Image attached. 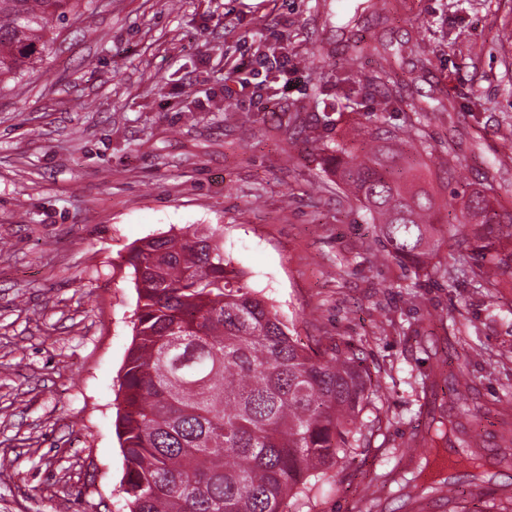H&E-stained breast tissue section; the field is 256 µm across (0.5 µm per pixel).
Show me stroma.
<instances>
[{"label": "stroma", "instance_id": "stroma-1", "mask_svg": "<svg viewBox=\"0 0 512 512\" xmlns=\"http://www.w3.org/2000/svg\"><path fill=\"white\" fill-rule=\"evenodd\" d=\"M54 45L0 83V512H127L115 431L134 335L130 250L194 224L307 345L357 350L376 395L369 448L282 512H468L512 503V270L494 294L382 252L311 142L378 118L393 55L456 178L434 180L438 258L453 262L458 193L512 190V0H81ZM368 45L349 67L356 38ZM272 41L280 94L241 89L240 50ZM477 473L456 466L466 450Z\"/></svg>", "mask_w": 512, "mask_h": 512}]
</instances>
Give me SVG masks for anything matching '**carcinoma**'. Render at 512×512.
<instances>
[{"label":"carcinoma","instance_id":"cac0c4a2","mask_svg":"<svg viewBox=\"0 0 512 512\" xmlns=\"http://www.w3.org/2000/svg\"><path fill=\"white\" fill-rule=\"evenodd\" d=\"M78 0H0V80L23 74L50 49L48 33ZM365 145L318 148L336 185L378 229L387 256L438 267L440 203L426 187L434 155L420 122L361 131ZM458 246L487 241L473 272L497 288L512 268V209L487 182L461 197ZM138 294L135 336L120 383L116 433L129 512H281L370 440L355 423L371 379L354 350L312 348L289 333L268 299L241 283L215 229L188 225L131 249Z\"/></svg>","mask_w":512,"mask_h":512}]
</instances>
